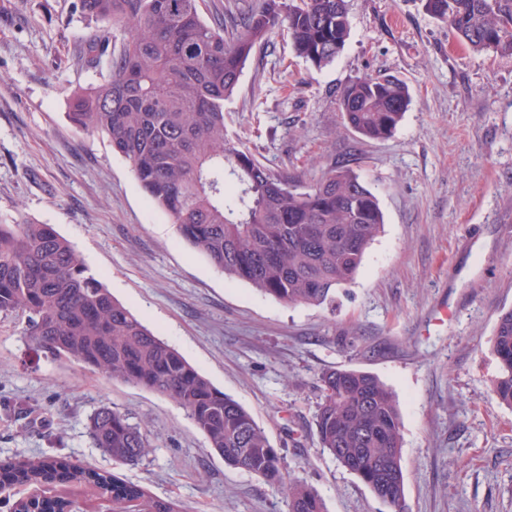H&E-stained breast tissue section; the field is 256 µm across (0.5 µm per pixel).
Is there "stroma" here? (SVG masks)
Wrapping results in <instances>:
<instances>
[{
  "label": "stroma",
  "instance_id": "stroma-1",
  "mask_svg": "<svg viewBox=\"0 0 512 512\" xmlns=\"http://www.w3.org/2000/svg\"><path fill=\"white\" fill-rule=\"evenodd\" d=\"M351 34L314 70L286 32L247 60L225 131L272 172L311 184L349 163L384 225L331 305H291L234 282L182 238L101 133L67 101L99 81L78 57L99 22L77 0H0V219L52 225L90 272L281 454L285 478L325 512H391L319 445L330 368L376 375L401 416L406 512H512V407L491 384L494 330L512 310V56L474 52L421 0H347ZM403 79L394 134L345 127L338 92ZM23 315L0 317V459L61 456L173 499L184 512H288L287 498L228 465L170 398L33 351ZM112 407L146 428L149 457L114 467L87 434Z\"/></svg>",
  "mask_w": 512,
  "mask_h": 512
}]
</instances>
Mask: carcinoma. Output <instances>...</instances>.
I'll return each mask as SVG.
<instances>
[{
	"label": "carcinoma",
	"instance_id": "1",
	"mask_svg": "<svg viewBox=\"0 0 512 512\" xmlns=\"http://www.w3.org/2000/svg\"><path fill=\"white\" fill-rule=\"evenodd\" d=\"M201 0H79L109 28L81 42L102 81L75 92L66 117L106 135L131 165L140 188L178 225L182 238L233 280L289 304L322 305L353 280L384 224L378 198L346 164L311 185L268 170L224 131V102L243 66L278 28L316 69L330 65L350 37L346 0H260L240 29L204 20ZM474 51L512 55V0H424ZM123 33L117 38L114 32ZM410 101L397 78L361 77L340 92L348 128L366 139L397 129ZM26 316L37 352L73 360L174 400L224 461L287 489L288 512H324L307 486L283 483L282 457L238 402L216 389L178 351L112 297L73 244L49 224L0 220V315ZM498 400L512 407V311L494 336ZM315 415L320 447L355 474L391 512H404L400 415L380 379L359 370L321 374ZM95 447L113 462L149 453L142 428L109 406L90 417ZM67 485L82 499L17 498L13 512H79L102 498L108 512H182L113 471L41 456L0 460V495L17 487Z\"/></svg>",
	"mask_w": 512,
	"mask_h": 512
}]
</instances>
